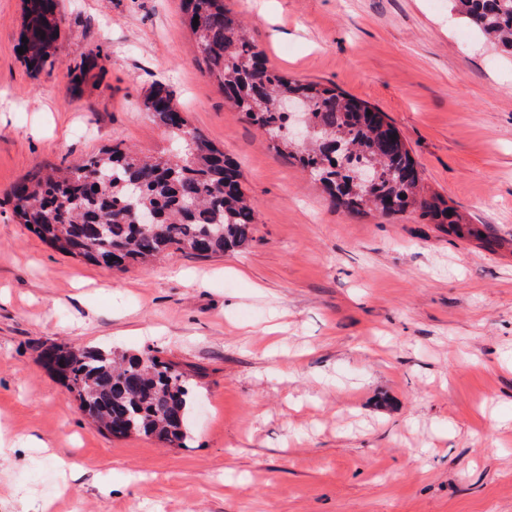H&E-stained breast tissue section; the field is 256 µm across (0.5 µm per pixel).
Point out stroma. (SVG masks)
Returning <instances> with one entry per match:
<instances>
[{"mask_svg":"<svg viewBox=\"0 0 512 512\" xmlns=\"http://www.w3.org/2000/svg\"><path fill=\"white\" fill-rule=\"evenodd\" d=\"M227 4L270 65L386 112L486 236L332 205L209 77L180 0H60L36 75L22 0H0V512H512V55L450 0ZM158 80L239 163L252 244L119 270L16 223L40 166L171 153L143 106ZM57 344L194 368L184 447L100 431L40 361Z\"/></svg>","mask_w":512,"mask_h":512,"instance_id":"1","label":"stroma"}]
</instances>
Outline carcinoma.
I'll use <instances>...</instances> for the list:
<instances>
[{
    "instance_id": "cac0c4a2",
    "label": "carcinoma",
    "mask_w": 512,
    "mask_h": 512,
    "mask_svg": "<svg viewBox=\"0 0 512 512\" xmlns=\"http://www.w3.org/2000/svg\"><path fill=\"white\" fill-rule=\"evenodd\" d=\"M453 10L493 46L512 54V0H451ZM22 58L33 73L53 65L60 36L59 0H23ZM185 22L208 75L243 117L265 135L288 125L279 96L303 98L311 136L307 143L272 144L319 180L329 200L353 214L408 211L448 225L458 237L480 236L448 202L423 191L418 164L386 113L339 90L287 76L268 66L263 50L247 38L242 21L224 0H182ZM198 26H193V22ZM146 110L165 131L188 123L168 85L155 82ZM181 153L143 157L115 142L81 163L43 166L16 182L12 214L30 224L58 252L94 265L123 268L162 259L175 251L199 256L248 246L256 213L237 164L195 129ZM377 166L373 185L356 181L362 166ZM107 181L98 186L91 173ZM148 211L154 223H135L130 208ZM45 368L75 392L95 424L114 437L143 435L168 447L187 438L185 417L196 404L195 371L150 352L116 354L100 347L52 345Z\"/></svg>"
}]
</instances>
